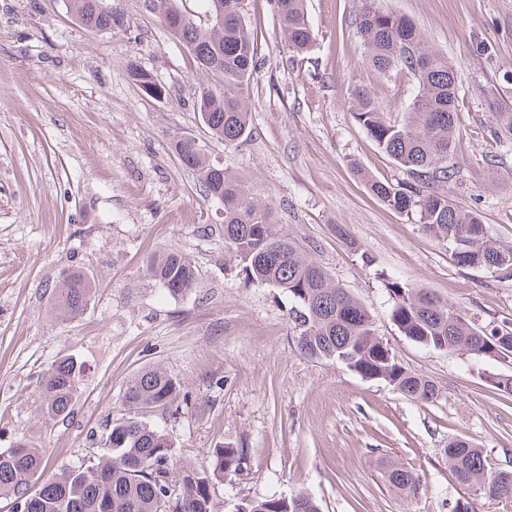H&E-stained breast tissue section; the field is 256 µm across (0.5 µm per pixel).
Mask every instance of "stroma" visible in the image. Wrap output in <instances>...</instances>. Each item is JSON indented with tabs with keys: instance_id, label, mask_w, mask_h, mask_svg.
<instances>
[{
	"instance_id": "obj_1",
	"label": "stroma",
	"mask_w": 512,
	"mask_h": 512,
	"mask_svg": "<svg viewBox=\"0 0 512 512\" xmlns=\"http://www.w3.org/2000/svg\"><path fill=\"white\" fill-rule=\"evenodd\" d=\"M123 28L93 33L68 0H0V451L42 449L53 469L96 461L123 407L127 382L157 366L176 376L189 410L154 415L178 462H204L229 443L247 454L216 485L214 512L269 496L307 493L323 512H512V501L460 486L444 453L462 436L512 470V396L491 379L512 358L439 351L411 341L390 318L388 278L455 305L480 324L512 327V278L464 268L425 233L416 212L388 209L355 173L403 180L353 116L367 90L394 118L417 92L367 61L354 17L359 0H307L315 34L289 50L273 0H249L261 65L248 89L250 138L225 146L193 109L202 75L145 0H112ZM407 17L459 73L448 193L480 212L492 240L512 247V136L494 140L495 113L512 112V0H379ZM167 90L144 94L132 70ZM205 144L299 243L371 311L378 334L410 371L436 387L411 399L297 348L290 302L248 281L224 240V208L183 168L177 140ZM344 225L354 243L336 234ZM179 249L196 288L166 295L148 276L159 252ZM72 270L93 274L83 314L64 319L53 290ZM86 372L72 411L49 419L39 381L57 357ZM414 471L416 494L385 480Z\"/></svg>"
}]
</instances>
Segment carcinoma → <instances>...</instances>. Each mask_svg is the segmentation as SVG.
<instances>
[{
	"label": "carcinoma",
	"mask_w": 512,
	"mask_h": 512,
	"mask_svg": "<svg viewBox=\"0 0 512 512\" xmlns=\"http://www.w3.org/2000/svg\"><path fill=\"white\" fill-rule=\"evenodd\" d=\"M99 0H69L76 19L93 32L110 33L124 26V15L107 12ZM203 22L190 16L170 29L194 56L208 79L198 84L194 105L211 136L224 145L241 143L249 134L245 87L259 68L258 42L251 31L244 0H198ZM224 8V24L218 7ZM288 46L307 52L313 42L306 0H275ZM355 24L366 59L382 74L413 77L417 93L405 119L392 120L364 91L354 95V117L378 148L404 170L398 184L360 173L370 192L388 208L417 212L418 222L462 267L494 270L512 276V249L494 245L481 234L475 209L459 206L445 190L458 180L450 164L455 149L458 72L431 52L423 34L407 18L380 8L377 0H361ZM181 165L201 175L208 194L222 197L224 240L239 258L245 277L274 286L288 295L289 320L297 347L311 360H331L363 378L382 380L404 395L429 401L434 384L406 370L378 337L370 312L336 284L306 251L275 229L270 207L254 199L228 168L208 158L204 149L184 139L176 144ZM150 276L173 298L197 284L195 267L177 249L157 255ZM94 279L81 270L63 277L54 308L63 316L83 312ZM391 320L401 334L424 346L488 359L512 356V329L481 325L451 304L405 281L390 278ZM84 377L83 362L71 355L53 360L40 380V409L50 419L66 418ZM180 396V383L159 368L136 374L123 392L124 413L112 420L102 437L104 453L97 461L45 475V455L20 443L0 451V498H10L13 512H213V490L224 478L241 472L240 448L221 444L202 464H182L168 433L146 417L170 413ZM459 485H480L489 498L512 495V471H493L483 450L458 437L444 449ZM389 483L408 493L419 485L415 473L397 466ZM239 512H321L309 495L267 497L245 502Z\"/></svg>",
	"instance_id": "obj_1"
}]
</instances>
